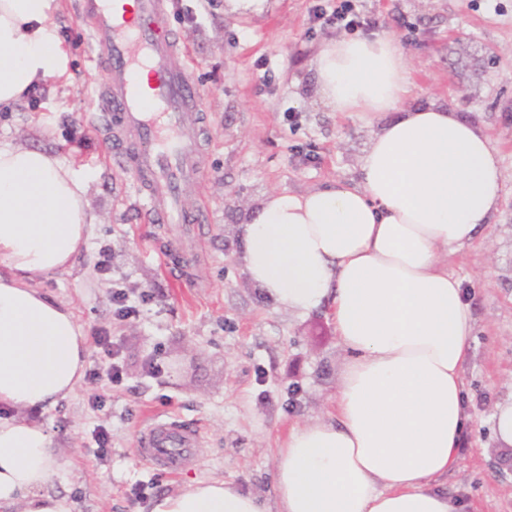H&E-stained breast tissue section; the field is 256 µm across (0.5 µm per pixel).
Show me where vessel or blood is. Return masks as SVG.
<instances>
[{"label": "vessel or blood", "mask_w": 512, "mask_h": 512, "mask_svg": "<svg viewBox=\"0 0 512 512\" xmlns=\"http://www.w3.org/2000/svg\"><path fill=\"white\" fill-rule=\"evenodd\" d=\"M106 65L99 94L103 125H120L137 147L136 173L146 182L145 215L154 224H196L203 207L188 208L182 189L200 182V94L180 58L183 42L168 28L166 0H135L127 19L123 0H82ZM200 432L169 416L141 430L138 455L152 469L177 471L197 462Z\"/></svg>", "instance_id": "obj_1"}]
</instances>
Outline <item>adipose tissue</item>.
<instances>
[{"label": "adipose tissue", "mask_w": 512, "mask_h": 512, "mask_svg": "<svg viewBox=\"0 0 512 512\" xmlns=\"http://www.w3.org/2000/svg\"><path fill=\"white\" fill-rule=\"evenodd\" d=\"M56 0H0V109L67 72ZM335 112L392 113L354 183L265 196L240 226L250 281L278 306L333 309L347 357L334 413L292 428L275 505L222 480L194 481L154 512H460L434 489L464 430L461 371L473 319L442 253L474 241L506 175L476 124L408 107L410 67L386 33H344L311 63ZM89 177L59 155L0 138V512H70L45 487L61 467L31 412L81 383L88 337L39 278L70 272L97 218Z\"/></svg>", "instance_id": "obj_1"}]
</instances>
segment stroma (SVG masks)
Instances as JSON below:
<instances>
[{"label": "stroma", "mask_w": 512, "mask_h": 512, "mask_svg": "<svg viewBox=\"0 0 512 512\" xmlns=\"http://www.w3.org/2000/svg\"><path fill=\"white\" fill-rule=\"evenodd\" d=\"M319 0H265L233 12L225 0H167V21L186 45L184 63L203 97L204 177L184 187L203 224L148 223L138 208L131 156L95 131L105 70L91 56L92 23L81 0H58V35L70 47L68 82H49L28 105L0 111V136L47 149L91 176L98 217L68 275L40 286L67 303L85 331L111 330L126 369L121 385L86 382L36 419L65 462L47 484L73 512H153L185 484L219 478L269 501L278 450L292 427L333 412L346 353L329 308L302 316L250 282L236 235L247 209L277 190L304 193L357 180L370 139L384 124L333 112L313 96L310 63L336 29L313 19ZM374 33L397 38L410 66L411 104H448L479 124L507 181L491 224L443 255L460 280L474 323L463 367L464 434L457 466L437 485L463 512H512V456L496 441L493 414L512 400V0H358ZM112 247L101 272L99 249ZM138 314L114 315L112 286ZM166 414L201 429L197 464L149 469L140 429ZM106 430L107 455L94 456ZM153 482L145 499L130 496Z\"/></svg>", "instance_id": "stroma-1"}]
</instances>
